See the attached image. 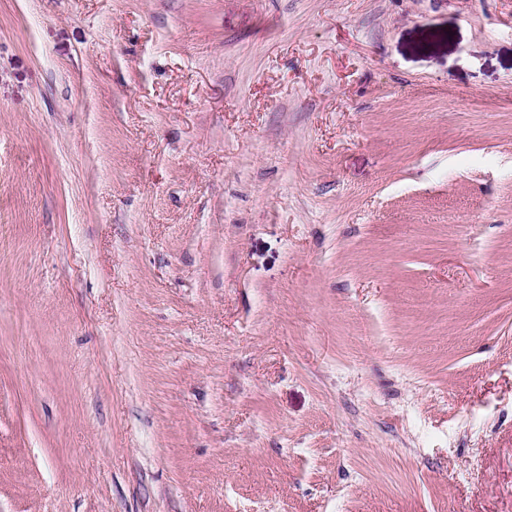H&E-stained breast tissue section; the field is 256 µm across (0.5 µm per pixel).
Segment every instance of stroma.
<instances>
[{
  "mask_svg": "<svg viewBox=\"0 0 512 512\" xmlns=\"http://www.w3.org/2000/svg\"><path fill=\"white\" fill-rule=\"evenodd\" d=\"M0 512H512V0H0Z\"/></svg>",
  "mask_w": 512,
  "mask_h": 512,
  "instance_id": "stroma-1",
  "label": "stroma"
}]
</instances>
